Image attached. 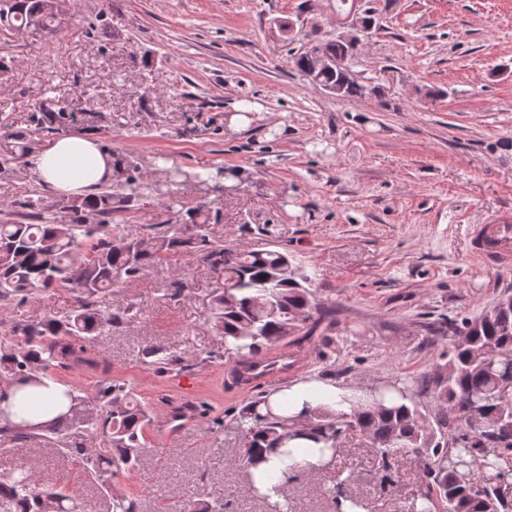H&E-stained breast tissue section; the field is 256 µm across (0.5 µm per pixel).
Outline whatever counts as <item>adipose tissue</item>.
Returning a JSON list of instances; mask_svg holds the SVG:
<instances>
[{
	"mask_svg": "<svg viewBox=\"0 0 512 512\" xmlns=\"http://www.w3.org/2000/svg\"><path fill=\"white\" fill-rule=\"evenodd\" d=\"M39 183L66 196L85 197L111 183L117 170L114 156L89 135L55 138L30 158ZM63 386L53 379L43 385L13 387L0 400V410L11 423L42 428L68 410L62 398ZM364 393L359 386L336 383L328 377L309 376L265 394L256 407L264 418H283L288 437L281 447L265 449L252 465L251 487L272 503H284L292 476L301 472L326 473L334 458L329 441L316 435L310 421L318 409L350 415L361 409Z\"/></svg>",
	"mask_w": 512,
	"mask_h": 512,
	"instance_id": "1",
	"label": "adipose tissue"
}]
</instances>
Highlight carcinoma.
<instances>
[{"mask_svg":"<svg viewBox=\"0 0 512 512\" xmlns=\"http://www.w3.org/2000/svg\"><path fill=\"white\" fill-rule=\"evenodd\" d=\"M60 24L53 0H0L1 31L34 26L52 33ZM315 47L316 52L304 49L295 57L301 74L313 76L310 83L337 87L341 98L378 94L376 87L345 75L348 66L322 65L324 60H351L357 47L336 39L318 41ZM167 183H190L224 194L223 184L199 172L170 170ZM128 185L127 193L102 188L90 198L68 202L69 222L64 224L52 220L51 206L40 195L29 198L21 219L9 213L0 217V309L60 288L73 296L64 320L18 319L6 326L0 319V391L33 383L36 374L50 377L96 365L87 352L98 337L140 312L135 304L114 311L106 306V296L138 278L161 255L189 247L224 277V288L215 296L214 328L225 346L240 353L238 378L250 380L247 373L254 360L322 320L307 278L288 255L224 247L210 239L212 217L200 207L187 210L188 221L177 219L159 231L137 227L124 213L157 186L134 180ZM434 331L457 337L448 362L409 385L394 382L375 388L373 402L349 417L322 412L311 426L334 441L346 430L365 436L381 459L380 483L385 487L394 483L395 445L415 450L423 458L417 499L429 504L421 512H512V503L501 494V487L512 482V403L501 397L512 380V298L503 295L481 315L446 321ZM142 359L160 374L186 368L181 356L152 344L143 348ZM394 393L404 402L386 404ZM65 396L70 407L83 406L82 424H75L70 413L38 430L5 422L0 437L56 446L81 460L89 481L108 498V512H140L137 495L124 490L120 481L143 460L146 409L118 378L92 396L71 388ZM421 396L430 399L431 411L422 412ZM254 407L252 403L243 409L234 425L244 465L277 443L285 429L279 420L250 426ZM485 468L495 471L494 483L479 481ZM74 500V492L64 486L36 490L35 473L25 466L0 469V512H52L54 506L74 512Z\"/></svg>","mask_w":512,"mask_h":512,"instance_id":"carcinoma-1","label":"carcinoma"}]
</instances>
